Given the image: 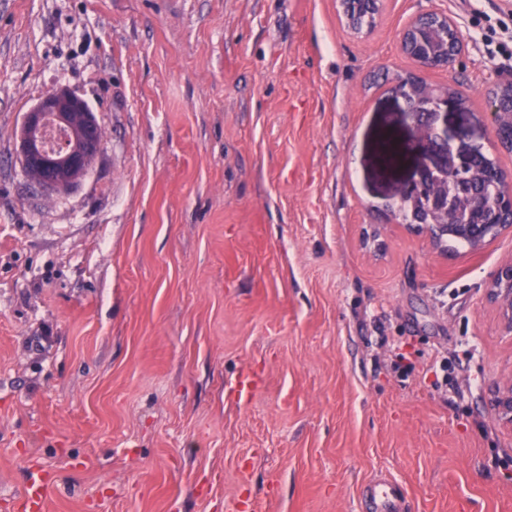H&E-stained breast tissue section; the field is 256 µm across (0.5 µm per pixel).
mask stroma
Returning <instances> with one entry per match:
<instances>
[{
    "label": "stroma",
    "instance_id": "obj_1",
    "mask_svg": "<svg viewBox=\"0 0 512 512\" xmlns=\"http://www.w3.org/2000/svg\"><path fill=\"white\" fill-rule=\"evenodd\" d=\"M432 10L449 70L399 47ZM510 74L512 0H385L363 36L336 0H0V512L32 464L48 512H364L380 474L414 512H512L487 299L512 231L439 243L389 206L414 168L395 85L453 89L449 127L512 184L485 105ZM58 87L103 149L49 197L17 147ZM245 366L266 381L236 405ZM433 27H443L446 41L439 47L430 38ZM400 47L404 54L428 68H451L464 50L456 22L442 11H430L413 18L403 29Z\"/></svg>",
    "mask_w": 512,
    "mask_h": 512
}]
</instances>
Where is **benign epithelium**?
<instances>
[{
  "label": "benign epithelium",
  "instance_id": "obj_1",
  "mask_svg": "<svg viewBox=\"0 0 512 512\" xmlns=\"http://www.w3.org/2000/svg\"><path fill=\"white\" fill-rule=\"evenodd\" d=\"M384 0H336L338 15L354 35L364 33L356 18L364 13L379 15ZM400 47L404 54L428 68L452 67L464 50L456 22L442 11H430L413 18L403 29ZM405 101V115L410 120L411 135L404 149L414 154L412 177L398 186L394 197L404 195L430 197L443 221L461 220L480 247L485 242L488 225L512 229V189L504 187L493 210L482 213L483 223L473 224L471 212L453 213L448 208V183L458 179L461 171L472 166L474 149L462 142L460 134L448 133L439 126L441 109L452 103L461 107L455 92L446 88H421L417 79L407 78L395 87ZM493 131L501 144L512 149V79L496 84L486 95ZM53 122L66 132L57 147L46 146L44 132ZM99 124L86 100L66 88L53 89L25 113L20 133V161L26 170L43 172L38 188L53 194L68 190L87 171L88 162L102 149ZM487 298L503 313V325L512 335V262L503 265L487 291ZM492 404L498 414L512 426V378L492 390Z\"/></svg>",
  "mask_w": 512,
  "mask_h": 512
}]
</instances>
